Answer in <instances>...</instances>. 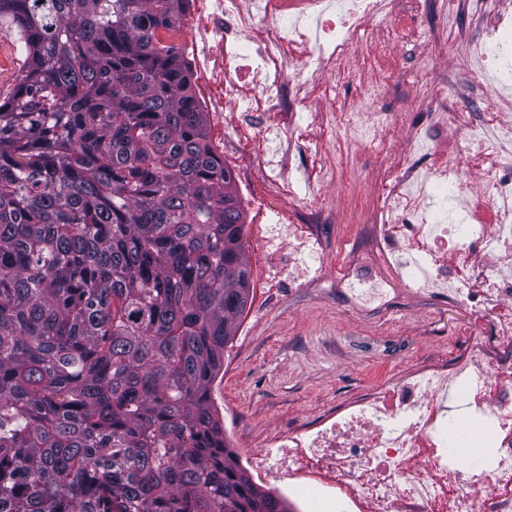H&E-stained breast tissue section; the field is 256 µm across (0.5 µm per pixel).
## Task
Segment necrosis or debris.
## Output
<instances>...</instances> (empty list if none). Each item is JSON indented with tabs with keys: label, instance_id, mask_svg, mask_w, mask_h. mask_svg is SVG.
I'll list each match as a JSON object with an SVG mask.
<instances>
[{
	"label": "necrosis or debris",
	"instance_id": "1",
	"mask_svg": "<svg viewBox=\"0 0 512 512\" xmlns=\"http://www.w3.org/2000/svg\"><path fill=\"white\" fill-rule=\"evenodd\" d=\"M399 5L400 0H210L201 22L182 21L159 33L164 43L192 47L206 89L200 100L205 111H241L248 89L258 98L254 129L263 148L242 165V182L263 176L272 220L259 237L267 247L301 256L311 286L320 281L316 227L329 215L322 195L337 181L340 163L331 149L294 130L326 79L336 77L360 49L370 48L373 64L389 69L392 61L378 35ZM457 6L469 8L467 26L451 35L441 18L413 40L426 80L435 77L427 62L430 46L451 40L463 51L465 67L452 78L453 96L437 98L418 120L384 112L370 126L364 113L374 110L378 96L368 88L365 109L339 112L331 106L325 117L376 152L384 149L380 128L405 124L412 136V151L398 164L371 228L372 248L384 257L387 275L375 278L358 263L345 270L342 287L368 302L398 279L414 292L465 305L487 326L485 335L473 337L449 363L371 392L322 425L282 440L273 471L292 487L309 470L321 486L341 485L340 500L349 512H512V314L497 311L501 299H512V115L488 125L473 97L499 69L491 51L512 28V14L502 0H458ZM213 83L222 94H208ZM452 126L459 128L462 145L432 163ZM489 143V190L482 193L468 184L464 160ZM314 154L323 158L317 186L303 195L296 179L304 174L303 159ZM477 352L486 361L476 372ZM461 384L472 415L491 424L486 436L496 454L485 476L493 489L489 495L476 485L459 486L441 452L447 399Z\"/></svg>",
	"mask_w": 512,
	"mask_h": 512
}]
</instances>
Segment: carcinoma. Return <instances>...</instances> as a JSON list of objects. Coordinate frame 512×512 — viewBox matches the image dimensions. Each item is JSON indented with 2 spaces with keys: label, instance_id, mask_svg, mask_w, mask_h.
<instances>
[{
  "label": "carcinoma",
  "instance_id": "1",
  "mask_svg": "<svg viewBox=\"0 0 512 512\" xmlns=\"http://www.w3.org/2000/svg\"><path fill=\"white\" fill-rule=\"evenodd\" d=\"M189 0H0V512H288L211 386L250 296L244 214L189 63ZM25 58L26 52L16 28L0 21V99L12 91Z\"/></svg>",
  "mask_w": 512,
  "mask_h": 512
}]
</instances>
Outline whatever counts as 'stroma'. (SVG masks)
<instances>
[{"instance_id": "1", "label": "stroma", "mask_w": 512, "mask_h": 512, "mask_svg": "<svg viewBox=\"0 0 512 512\" xmlns=\"http://www.w3.org/2000/svg\"><path fill=\"white\" fill-rule=\"evenodd\" d=\"M387 49L397 61L403 81L394 84L375 70L363 81L352 71L362 57L351 58L346 73L330 86L337 106L356 102L363 82L378 87L387 112H422L438 93L436 85L418 80L420 69L412 43L386 35ZM26 52L18 32L0 21V98L12 91ZM324 100L305 112L306 133L335 142L341 153L337 182L325 192L334 221L319 228L323 245L322 276L317 287L304 286L300 257L284 260L265 249L255 234L265 217L244 205L243 248L251 266L248 306L238 332L224 352V373L213 384L212 400L224 418V438L256 483L276 490L288 501V512H342L335 495H304L262 469L261 452L297 429H309L342 406L365 394L401 382L411 372L450 361L470 342L479 327L460 304L416 294L404 286L384 289L381 298L364 306L348 298L339 281L350 261L367 251L360 225L353 218L376 207L377 179L389 161L407 156L411 138L406 129L383 131L384 154L349 141H336L328 127L314 124ZM239 113L210 118V139L232 134L238 152L249 158L262 148L255 132L240 126ZM285 265L278 282L263 278L268 265Z\"/></svg>"}]
</instances>
